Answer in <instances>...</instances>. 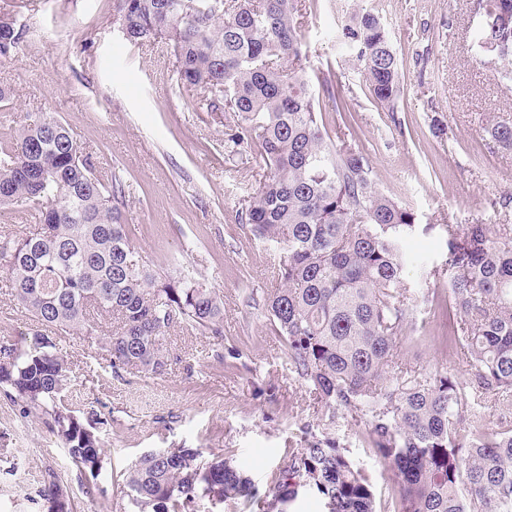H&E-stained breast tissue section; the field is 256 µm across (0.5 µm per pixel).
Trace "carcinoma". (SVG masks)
Masks as SVG:
<instances>
[{"label":"carcinoma","mask_w":512,"mask_h":512,"mask_svg":"<svg viewBox=\"0 0 512 512\" xmlns=\"http://www.w3.org/2000/svg\"><path fill=\"white\" fill-rule=\"evenodd\" d=\"M113 0L125 39L165 40L182 84L224 113L228 156L257 155L266 171L240 223L273 247L279 285L246 306L262 307L288 346L289 370L323 403L326 420L300 426L260 492L233 450L146 452L121 492L140 512H288L316 496L323 512H512V417L485 428V411L512 407V224L446 225L448 295L428 299L404 275L415 213L368 179L369 157L324 126L302 63V0ZM473 47L512 84V0H475ZM25 30L0 16V59ZM341 38L370 95L399 96L402 75L385 25L362 10ZM512 151V120L483 127ZM35 216L37 232L0 233V270L36 329L3 349L0 387L22 413L47 414L73 464L95 473L104 443L92 419L64 402L72 368L50 330L72 329L106 352L112 371L165 374L162 339L175 327L223 337L224 302L192 265L161 274L139 259L126 224L120 179L100 174L77 134L54 115L9 130L0 142V209ZM446 319L439 339L469 367L404 368L398 349L417 344L421 304ZM113 315L104 331L92 313ZM360 419L362 443L388 467L394 488L377 499L371 474L336 439L339 419Z\"/></svg>","instance_id":"carcinoma-1"}]
</instances>
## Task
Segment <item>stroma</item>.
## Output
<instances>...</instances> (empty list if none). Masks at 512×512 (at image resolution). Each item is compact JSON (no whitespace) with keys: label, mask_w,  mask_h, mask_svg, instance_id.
Listing matches in <instances>:
<instances>
[{"label":"stroma","mask_w":512,"mask_h":512,"mask_svg":"<svg viewBox=\"0 0 512 512\" xmlns=\"http://www.w3.org/2000/svg\"><path fill=\"white\" fill-rule=\"evenodd\" d=\"M112 0H0V12L26 29L15 54L0 61V134L42 114L56 115L92 152L102 175L120 177L125 215L143 261L168 271L170 259L196 264L224 300V336L174 328L163 341L164 375L113 373L103 351L75 331L58 332L74 364L66 401L79 416L96 411L106 461L79 471L42 415L23 416L0 393V512H50L49 477L66 489L74 512H138L117 494L128 467L158 448H230L258 488L298 447L301 421L324 410L288 369V350L266 317L243 301L247 288L274 287L271 251L238 221L247 190L265 168L259 158H227L224 115L206 111L182 87L162 42L133 45L113 20ZM386 23L404 89L393 107L369 94L356 61L336 43V27L359 9ZM301 51L315 95L344 100L353 116L347 139L369 157V178L412 208L421 226L410 244L426 268H408V286L431 293L447 279L427 276L446 256L445 224H499L512 196V152L489 145L488 117L512 120V86L472 48L474 0H311L300 19ZM442 320L423 311L422 340L402 359L463 377L468 367L437 337ZM31 320L0 271V348L21 342ZM242 353L235 368L220 344ZM353 457L388 493L391 471L359 440L357 426L336 428Z\"/></svg>","instance_id":"stroma-1"}]
</instances>
